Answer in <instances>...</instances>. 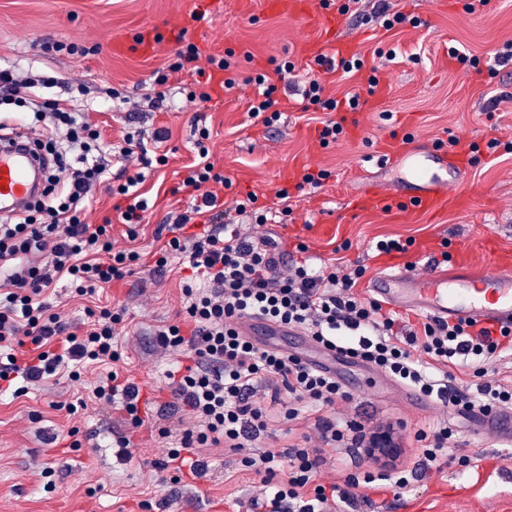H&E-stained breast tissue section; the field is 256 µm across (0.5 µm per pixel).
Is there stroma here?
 <instances>
[{
    "label": "stroma",
    "instance_id": "stroma-1",
    "mask_svg": "<svg viewBox=\"0 0 512 512\" xmlns=\"http://www.w3.org/2000/svg\"><path fill=\"white\" fill-rule=\"evenodd\" d=\"M466 2L390 0L392 9L418 15L425 24L389 32L343 17L340 36L355 40L358 52L377 69H362L346 80L325 76L326 95L340 99L361 90L372 73L386 95L380 111L348 113L345 135L324 147L316 137L317 115L303 110L300 96H291L272 125L249 113L255 93L250 77L263 73L276 78L277 66L287 61L294 63L296 74H303L319 35L309 18L269 12L264 0H224L223 12L186 22L180 19L181 0H0V67L23 76L51 73L84 86L86 118L104 141L120 144L138 127L169 133L162 145L168 164L144 172L141 190L152 205L148 223L133 230V239L126 225L112 227L115 249L139 251L143 266L105 288L100 297L102 303L129 308L120 367L142 386L148 420L131 438L134 459L126 461L115 452L117 437L126 431V415L121 400L94 402L95 369L78 379L59 376L23 384L21 395L0 396V512H141L142 500L150 502L149 512H253L255 500L262 497L260 475L230 453L216 456L205 476L178 483L171 473L151 466L171 447L169 439L151 431V423L178 426L165 374L181 355L159 347L155 331L179 319L184 272L176 268L152 281L144 268L167 240L170 216L187 208L181 182L195 159L190 145L197 128H208L211 160L232 182L225 200L254 193L259 205L290 207L287 224L267 227L285 261L318 267L332 263L336 247H343L346 263L366 266L368 276L359 282L364 288L368 277L389 262L412 266L417 277H427L438 269L434 256L455 253L464 243L473 270L485 271L491 265L482 246L487 236L512 252V154L504 149L512 143V64L496 75L479 76L448 56L452 46L484 57L512 43V0H489L480 16L468 13ZM149 26L171 28L172 35L150 52L116 51L117 43ZM45 40L74 44L80 51L46 58L39 51ZM186 42L203 54L223 56L230 64L228 76L236 80L234 88H213L207 102L189 100V92L206 91L193 65L178 72L168 69ZM392 49L396 58L386 59ZM161 75L166 78L162 85L156 82ZM114 89L126 98L118 112L108 97ZM493 96L500 103L491 112L487 102ZM394 135L409 136L420 149L452 135L482 146L480 164L468 167L458 185L463 207L436 219L407 220L350 207V197L366 182L396 178V170L380 169L371 160L377 147ZM493 138L501 146L486 153ZM307 167L327 171L328 179L314 192L294 191L297 176ZM285 186L292 189L286 203L278 197ZM386 237H411L415 243L404 253L376 251V241ZM301 241L309 247L303 254L295 249ZM344 374L352 398L327 411V418L340 428L356 421L369 432L406 421L398 436L397 462L417 468L422 454L413 429L445 419V409L430 401L412 407L408 388L382 375L359 384L356 364H348ZM80 397L87 409L68 413L67 403ZM452 425L461 453L472 459L470 468L452 464L428 470L403 493L375 490L350 512H390L394 503L400 504V512H512V446L471 432L462 420ZM73 428L78 434L72 438L68 432ZM324 457L319 476L328 484L340 485L347 474L381 468L348 441L327 449ZM46 468L53 471L49 490L41 476Z\"/></svg>",
    "mask_w": 512,
    "mask_h": 512
}]
</instances>
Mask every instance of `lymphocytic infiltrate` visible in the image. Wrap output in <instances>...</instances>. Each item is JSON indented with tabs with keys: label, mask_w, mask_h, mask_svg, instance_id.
I'll list each match as a JSON object with an SVG mask.
<instances>
[{
	"label": "lymphocytic infiltrate",
	"mask_w": 512,
	"mask_h": 512,
	"mask_svg": "<svg viewBox=\"0 0 512 512\" xmlns=\"http://www.w3.org/2000/svg\"><path fill=\"white\" fill-rule=\"evenodd\" d=\"M314 62L318 71L303 83L300 96L307 107L326 114L317 129L325 147L343 133L348 113L365 105L366 95L375 93L379 81L369 77L362 94L329 97L324 75L345 76L361 69L363 62L324 54ZM57 82L48 74L22 79L14 70L0 68V107L34 106L26 126L38 131L34 144L43 159L44 183L22 210L0 218V383L18 378L37 383L62 373L76 379L88 366H100L92 393L106 403L122 396L129 432L118 437L116 446L125 457L130 432L145 424L141 387L116 367L117 339L125 330L127 310L91 309L87 321L75 324L54 312L47 294L66 279L75 294L91 295L131 274L141 255L114 250L110 229L116 222H146L148 203L138 191L143 175L134 173L114 188L108 173L116 161L144 168L166 164V155L150 156L147 148L148 142H164L166 132L140 129L121 145L106 144L86 121L76 96L37 97L36 88H52ZM208 136L207 130H200L195 142L198 159L182 180L191 204L168 225L170 238L148 270L153 280L164 277L175 261L190 271L182 288V319L156 332L161 347L186 357L167 377L174 406L189 419L176 433L157 427L159 437L177 438L158 470H187L200 477L209 469L208 451L226 450L261 474L268 503L287 505L289 512H343L379 481L395 491L409 487L414 473L407 469L350 474L340 486L319 483L322 445L335 443L347 431L357 446L376 447L378 437L366 434L360 423L349 422L342 431L322 418L325 409L349 401L350 393L336 376L246 336L242 325L253 318L304 330L319 346L445 407L489 411L512 406V387L486 378L489 366L512 350V329L478 326L471 320L407 324L378 300L356 292L365 273L360 266L337 262L314 269L296 263L279 268L276 241L258 231L268 223L269 212L258 208L256 195L230 202L220 198L219 188L230 182L208 160ZM98 185L111 188L119 202L114 217L88 224L81 215ZM240 217L256 225V232H242L236 223ZM198 218L204 221L202 231L188 232ZM460 372L477 378L475 393L455 387ZM273 403L280 405L279 414L270 412ZM311 411L320 415V445H312L305 435L287 453L250 454L252 442L273 435L274 417L293 421ZM458 438L452 426L441 423H422L414 433L430 468L452 460L470 466L468 456L455 453Z\"/></svg>",
	"instance_id": "f902f5d3"
}]
</instances>
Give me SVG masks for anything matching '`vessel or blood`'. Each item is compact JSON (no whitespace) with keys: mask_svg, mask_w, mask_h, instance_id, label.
<instances>
[{"mask_svg":"<svg viewBox=\"0 0 512 512\" xmlns=\"http://www.w3.org/2000/svg\"><path fill=\"white\" fill-rule=\"evenodd\" d=\"M272 12L316 13L321 38L312 55L327 54L339 59L354 54L356 44L338 37L341 25L335 12L321 11L317 0H266ZM469 147L465 142L423 155L409 143L395 140L380 147V165L404 166L405 178L397 185L369 182L350 201L352 209L379 212L393 218L413 215L438 216L462 200L452 192L453 185L468 166ZM37 158L30 143H0V212H13L35 193ZM494 268L489 272L466 270L463 258H456L454 273H432L414 278L404 269H391L375 276L370 292L379 300L404 309L418 311L435 319L474 320L481 324L512 328V254L498 248L495 241L484 243ZM465 418L475 432L489 434L512 445V411L477 409L466 411Z\"/></svg>","mask_w":512,"mask_h":512,"instance_id":"obj_1","label":"vessel or blood"}]
</instances>
